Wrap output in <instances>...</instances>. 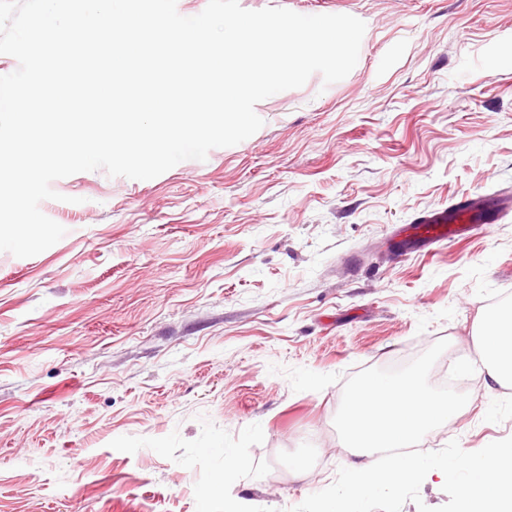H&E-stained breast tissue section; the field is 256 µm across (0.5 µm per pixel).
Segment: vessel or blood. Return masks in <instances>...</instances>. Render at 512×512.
<instances>
[{"mask_svg":"<svg viewBox=\"0 0 512 512\" xmlns=\"http://www.w3.org/2000/svg\"><path fill=\"white\" fill-rule=\"evenodd\" d=\"M505 216L501 203L489 195L473 192L448 206L434 207L400 227L391 239L392 251L400 256L414 251H430L440 244L461 238Z\"/></svg>","mask_w":512,"mask_h":512,"instance_id":"b4317fda","label":"vessel or blood"}]
</instances>
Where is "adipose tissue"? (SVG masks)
<instances>
[{"label": "adipose tissue", "mask_w": 512, "mask_h": 512, "mask_svg": "<svg viewBox=\"0 0 512 512\" xmlns=\"http://www.w3.org/2000/svg\"><path fill=\"white\" fill-rule=\"evenodd\" d=\"M476 351L490 383L512 386V305L480 316L476 332Z\"/></svg>", "instance_id": "adipose-tissue-1"}]
</instances>
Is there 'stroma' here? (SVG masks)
Segmentation results:
<instances>
[{
  "label": "stroma",
  "mask_w": 512,
  "mask_h": 512,
  "mask_svg": "<svg viewBox=\"0 0 512 512\" xmlns=\"http://www.w3.org/2000/svg\"><path fill=\"white\" fill-rule=\"evenodd\" d=\"M239 3L355 16L358 62L258 102L262 127L206 163L53 182L64 237L0 252V512H290L354 459L349 377L473 350L512 294V214L388 249L423 210L512 193V0ZM457 370L469 400L420 450L512 437V388Z\"/></svg>",
  "instance_id": "stroma-1"
}]
</instances>
